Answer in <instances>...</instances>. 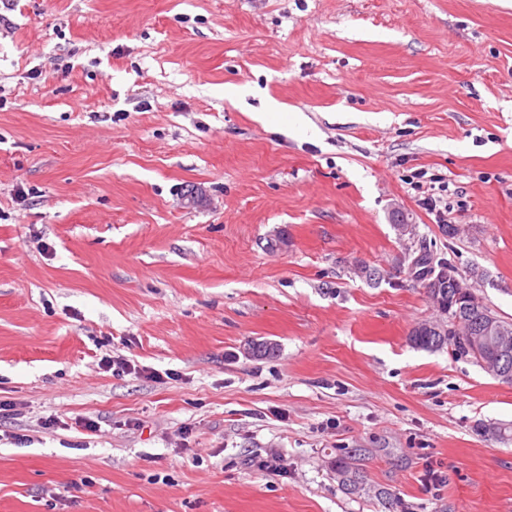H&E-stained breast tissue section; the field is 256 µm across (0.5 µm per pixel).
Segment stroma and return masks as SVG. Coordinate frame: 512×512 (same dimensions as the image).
<instances>
[{
  "label": "stroma",
  "instance_id": "35a3bbf8",
  "mask_svg": "<svg viewBox=\"0 0 512 512\" xmlns=\"http://www.w3.org/2000/svg\"><path fill=\"white\" fill-rule=\"evenodd\" d=\"M424 249L512 322V0H0V512H512ZM430 258L424 257L422 258V263L420 264V270L417 273V277L423 280H429L426 283V287L429 288L430 297L433 302L442 310L448 313V321L450 326L441 324V323H425L423 327H428L431 325L436 327L438 331H442L447 333V336H439L435 333H428L424 331V328H415L410 337V343L416 347L417 349L426 350V351H438L444 346L452 347L457 357L460 358H469L473 361L474 358L470 351L467 350L466 346L462 341H466V336H459L458 340L456 337H448V336H456L458 333V324H459V316L458 314L461 311H477L481 309L485 304L481 297H479L472 289V286L464 284L455 274H453L451 269L448 271H444L443 275H448V279L453 281L457 288H460L459 293L456 296L457 305L448 309V296L451 297L454 293V288H448V279H439L434 274L435 264L432 261H429ZM456 314L455 318L452 319L451 315ZM475 363H477L475 361ZM478 364V363H477ZM347 459L336 462V479L341 486L350 493L359 492L364 485V475Z\"/></svg>",
  "mask_w": 512,
  "mask_h": 512
}]
</instances>
